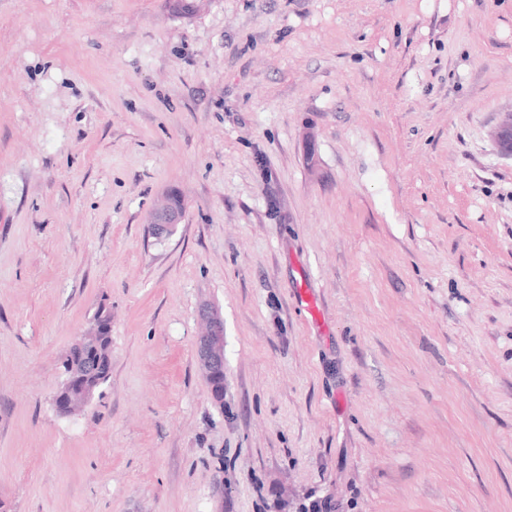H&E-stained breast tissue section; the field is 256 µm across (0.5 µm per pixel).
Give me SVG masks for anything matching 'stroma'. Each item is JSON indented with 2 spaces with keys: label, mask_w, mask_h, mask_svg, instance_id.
<instances>
[{
  "label": "stroma",
  "mask_w": 512,
  "mask_h": 512,
  "mask_svg": "<svg viewBox=\"0 0 512 512\" xmlns=\"http://www.w3.org/2000/svg\"><path fill=\"white\" fill-rule=\"evenodd\" d=\"M510 111L512 0H0V512H512ZM184 212L176 211L172 208L168 196H162L161 200L151 212L148 224L154 234L161 236L168 233L175 224H180ZM200 318L203 331L198 338V356L207 379L213 383L224 374V323L211 306L201 309ZM88 368H86L87 371ZM83 370L74 371L71 373L68 379L64 380L61 388L55 396V406L57 410L65 415H68V411L72 409L74 403L72 401V391L82 390L84 404L91 399L94 394V387L88 385V380L91 374H96V370L90 373H85Z\"/></svg>",
  "instance_id": "1"
}]
</instances>
